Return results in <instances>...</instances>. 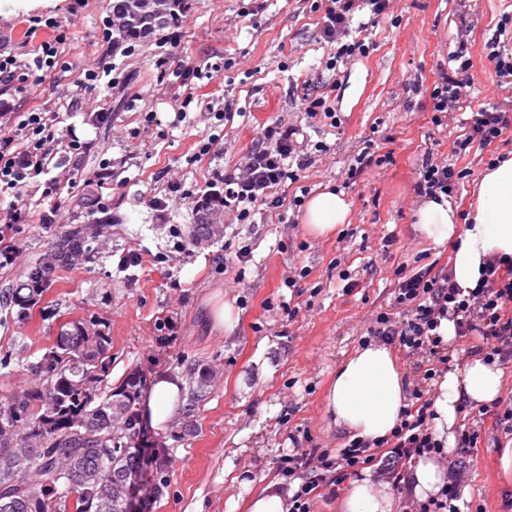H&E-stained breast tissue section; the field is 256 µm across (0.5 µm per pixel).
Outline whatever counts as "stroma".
Instances as JSON below:
<instances>
[{
    "instance_id": "obj_1",
    "label": "stroma",
    "mask_w": 512,
    "mask_h": 512,
    "mask_svg": "<svg viewBox=\"0 0 512 512\" xmlns=\"http://www.w3.org/2000/svg\"><path fill=\"white\" fill-rule=\"evenodd\" d=\"M311 0H264L257 15L243 16L239 0H188L178 26L179 46L165 32L134 41L132 51L114 49L103 36L112 0H0V52L31 62L43 40L61 33L59 54L68 65L58 73L44 99L60 118L61 135L76 133L87 144L82 183L62 185L63 206L52 212L42 186L24 192L28 221L14 232L20 253L0 270V399L38 383L33 366L51 347L61 326L81 317H98L112 337L107 382L119 387L132 371L144 379L159 372L187 376L195 365L218 375L192 408L196 430L179 436L142 426L153 447L171 451L170 480L161 496L150 492L151 471L136 479V512H247L248 501L268 483L281 480L283 455L309 448L337 450L345 434L329 427L325 396L337 366L366 337L373 314L393 307L400 275L427 266L448 267L452 245L434 247L414 229L421 202L413 190L424 151L467 175L451 202L460 214L473 203L482 170L512 156V88L499 86L488 58L493 42L512 49V37L499 35L512 0H392L387 14L368 23L374 44L368 57L347 69L327 70L331 46ZM57 18L58 31L30 32L33 15ZM467 29L471 66L468 106H501L509 122L492 145L455 155L462 137L459 114L431 123L429 92L443 72L456 71L451 56L455 36ZM167 75H160L159 58ZM191 59L210 76L192 80L198 96L186 121L164 134L144 127L142 113L156 110L174 119L184 92L173 71ZM233 59L224 70L225 59ZM110 67L112 86L97 84L81 101L72 98L87 70ZM365 75L358 102L343 108V87L356 72ZM328 93L342 123L308 119L300 110L304 85ZM232 101L235 116L210 153L196 158L209 113ZM302 126L309 144L326 143L289 195L301 189L344 188L350 221L326 237L310 235L298 209L282 216L259 213L250 224H232L224 238L189 249L174 246L172 230H186L192 208L170 204L171 185L204 192L207 183L233 167L273 122ZM374 140L388 164L361 175L353 187L344 182L350 164ZM111 174L98 181L101 160ZM111 216L107 237L98 238L90 259L55 268L48 288L28 318H17L8 293L28 270L46 257L55 240L73 224H93ZM392 246H384L385 237ZM249 247L247 263L235 251ZM309 275L286 287L296 269ZM223 292L237 318L231 338L213 331L208 299ZM271 343L274 368L259 377L254 356ZM273 416H265V409ZM480 426L476 453L455 449L454 458L471 465L469 499L481 512H507L512 474L504 475L500 448L511 436L477 408L461 412L460 428Z\"/></svg>"
}]
</instances>
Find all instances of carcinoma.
<instances>
[{"label": "carcinoma", "instance_id": "1", "mask_svg": "<svg viewBox=\"0 0 512 512\" xmlns=\"http://www.w3.org/2000/svg\"><path fill=\"white\" fill-rule=\"evenodd\" d=\"M185 7V0H171L161 20L146 13L116 34L136 40L146 28L161 31ZM216 208L223 209V202L212 199L195 211L191 240L211 235L209 210ZM99 233L95 226L74 224L62 234L44 261L11 289L17 317L37 303L67 253L89 257V240ZM110 346L111 336L97 318L68 322L34 365L42 383L0 402V422H8L0 426V512H126L125 481L141 464L136 401L142 380L133 372L120 387L107 388ZM213 377L209 367L191 369L190 402ZM153 463L152 493L159 496L168 486L169 449H154Z\"/></svg>", "mask_w": 512, "mask_h": 512}]
</instances>
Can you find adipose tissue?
<instances>
[{"label": "adipose tissue", "mask_w": 512, "mask_h": 512, "mask_svg": "<svg viewBox=\"0 0 512 512\" xmlns=\"http://www.w3.org/2000/svg\"><path fill=\"white\" fill-rule=\"evenodd\" d=\"M350 204L343 193L324 187L306 202L300 219L316 237L348 223ZM416 231L434 246L454 243L450 274L462 290L475 288L487 261L512 257V157L484 169L468 217H460L448 197L427 198L415 213ZM506 370L476 355L463 366L445 372L435 382L432 428L445 452L456 445L460 404L496 400L504 390ZM185 383L175 374H156L142 401L140 415L156 431H164L181 402ZM405 375L391 349L382 343L360 347L336 369L326 394L329 424L350 438L375 441L387 436L407 406ZM449 474L448 463L424 457L409 468L408 491L419 501L439 492ZM397 500L390 481L367 469L353 479L342 512H395Z\"/></svg>", "instance_id": "ef3b65f1"}]
</instances>
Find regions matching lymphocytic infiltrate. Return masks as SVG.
I'll return each mask as SVG.
<instances>
[{
  "label": "lymphocytic infiltrate",
  "mask_w": 512,
  "mask_h": 512,
  "mask_svg": "<svg viewBox=\"0 0 512 512\" xmlns=\"http://www.w3.org/2000/svg\"><path fill=\"white\" fill-rule=\"evenodd\" d=\"M390 0H312L311 11L320 13L322 36L336 47L328 64L330 69L348 64L351 58L367 56L371 47L361 40H350L354 13L369 7L372 16H380ZM60 58L55 42H42L34 59L35 73L24 72L17 59L0 54V80L28 86L35 98H42L56 79ZM466 79L442 73L434 84L433 125H441L444 113L459 110L466 96ZM55 113L40 106L18 113L16 132L0 135V196L16 198L17 203L0 219V269L13 264L18 248L11 236L16 225L26 223L28 213L18 200L30 184L43 182V195H57V179H45L44 173L57 150L67 156L69 182H76L85 144L78 137L62 140ZM464 124L467 132L457 141L454 151L462 153L472 145H491L507 127L505 114L498 107L471 110ZM296 128L280 122L267 125L258 142L243 160L217 175L224 195V211L241 224L251 223L256 211L269 213L284 207V187L297 183L312 164L311 155L302 153L295 139ZM420 177L414 189L421 197L451 194L463 172L439 161L432 152H424L419 166ZM394 311L375 314L367 329L370 336L383 344L406 353L428 350L438 363H447L451 345L439 332L442 320L453 321L458 336L479 333L489 348L487 358L506 363L512 361V259L490 262L475 288H457L448 271L424 268L399 282L394 291ZM415 401L404 409L400 421L390 434L376 442L362 439L348 441L343 448L329 451L313 448L288 456L280 463L282 475L297 482L290 512H314L315 492L328 476L345 479L367 465L378 466L389 474L394 485H402L410 463L441 454L431 420V400L424 390H416ZM468 478L465 462L454 463L448 481L441 490L423 502H411L406 512H462L459 501Z\"/></svg>",
  "instance_id": "lymphocytic-infiltrate-1"
}]
</instances>
